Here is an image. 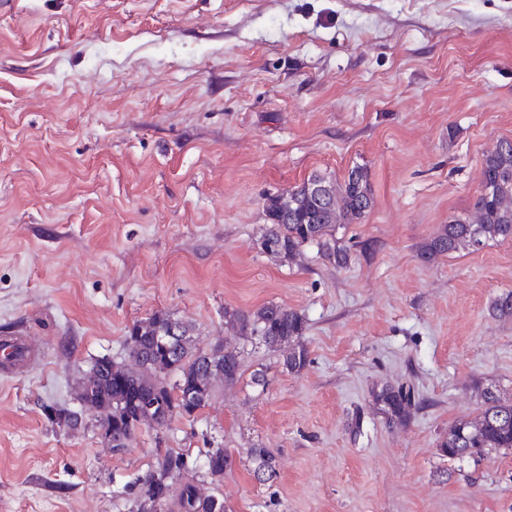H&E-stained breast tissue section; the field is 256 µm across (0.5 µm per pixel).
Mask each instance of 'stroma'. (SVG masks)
<instances>
[{
    "label": "stroma",
    "mask_w": 512,
    "mask_h": 512,
    "mask_svg": "<svg viewBox=\"0 0 512 512\" xmlns=\"http://www.w3.org/2000/svg\"><path fill=\"white\" fill-rule=\"evenodd\" d=\"M503 139L512 0H0V338L44 356L0 369V512H136L164 447L226 512H512V450L440 448L485 388L512 397V241L418 257L474 219ZM358 166L348 266L259 250L267 196ZM268 302L307 319L300 373L224 325ZM158 310L244 347L240 382L121 452L52 423ZM401 386L420 406L391 424L373 394Z\"/></svg>",
    "instance_id": "35a3bbf8"
}]
</instances>
